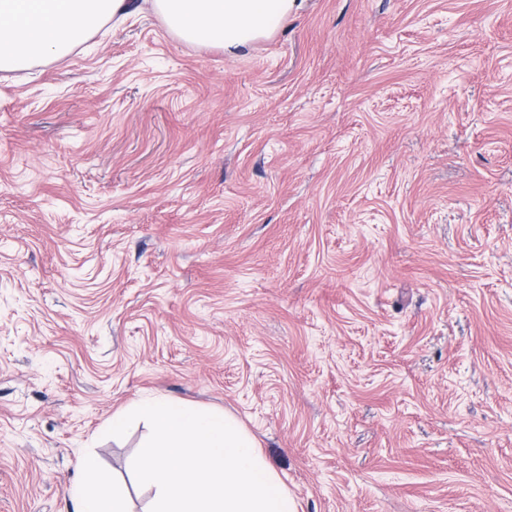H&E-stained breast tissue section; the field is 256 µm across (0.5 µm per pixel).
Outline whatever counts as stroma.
Wrapping results in <instances>:
<instances>
[{
	"label": "stroma",
	"instance_id": "obj_1",
	"mask_svg": "<svg viewBox=\"0 0 512 512\" xmlns=\"http://www.w3.org/2000/svg\"><path fill=\"white\" fill-rule=\"evenodd\" d=\"M147 395L296 512H512V0H305L237 56L151 13L0 74V512L129 492ZM80 480L70 490L74 512H132L126 489L92 457L79 464Z\"/></svg>",
	"mask_w": 512,
	"mask_h": 512
}]
</instances>
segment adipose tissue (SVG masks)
Returning <instances> with one entry per match:
<instances>
[{
	"mask_svg": "<svg viewBox=\"0 0 512 512\" xmlns=\"http://www.w3.org/2000/svg\"><path fill=\"white\" fill-rule=\"evenodd\" d=\"M303 0H148L175 39L234 55L269 37ZM132 0H0V71L61 58L109 21L124 22ZM70 491L74 512H132L126 489L91 457Z\"/></svg>",
	"mask_w": 512,
	"mask_h": 512,
	"instance_id": "ef3b65f1",
	"label": "adipose tissue"
}]
</instances>
